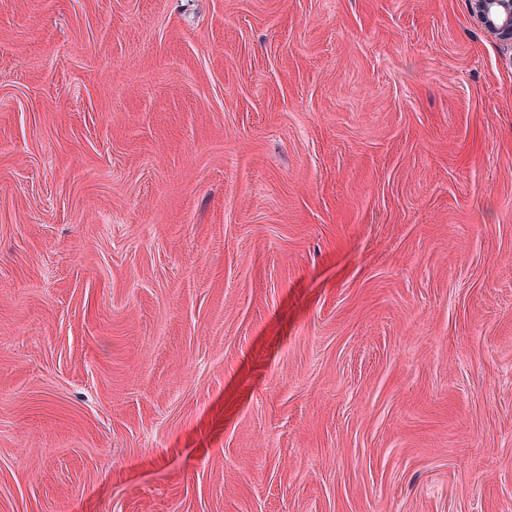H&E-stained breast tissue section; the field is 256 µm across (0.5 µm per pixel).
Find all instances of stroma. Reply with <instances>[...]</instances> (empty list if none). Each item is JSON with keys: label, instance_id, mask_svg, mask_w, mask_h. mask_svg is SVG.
Returning a JSON list of instances; mask_svg holds the SVG:
<instances>
[{"label": "stroma", "instance_id": "1", "mask_svg": "<svg viewBox=\"0 0 512 512\" xmlns=\"http://www.w3.org/2000/svg\"><path fill=\"white\" fill-rule=\"evenodd\" d=\"M0 512H512L474 0H0Z\"/></svg>", "mask_w": 512, "mask_h": 512}]
</instances>
